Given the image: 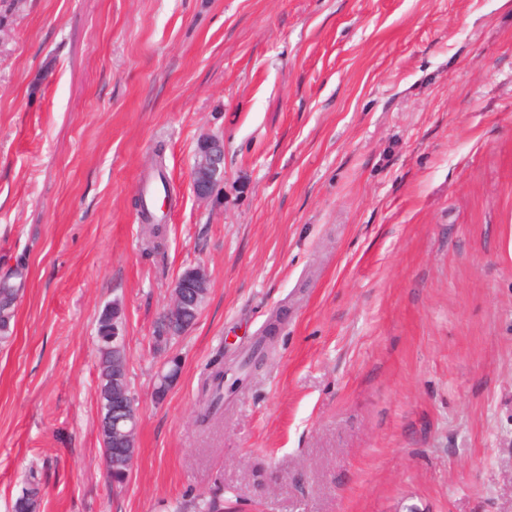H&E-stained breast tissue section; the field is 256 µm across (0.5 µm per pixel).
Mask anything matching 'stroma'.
<instances>
[{
	"instance_id": "1",
	"label": "stroma",
	"mask_w": 512,
	"mask_h": 512,
	"mask_svg": "<svg viewBox=\"0 0 512 512\" xmlns=\"http://www.w3.org/2000/svg\"><path fill=\"white\" fill-rule=\"evenodd\" d=\"M224 182L193 193L199 140ZM164 162L165 235L134 206ZM195 324L154 331L189 266ZM0 512H512V0H26L0 45ZM137 399L98 437L101 308ZM277 329L197 419L217 351ZM181 373L164 397L156 374ZM224 182V142L216 137L202 139L191 171L193 193L202 202L210 200ZM21 289L0 288V342L8 343L13 336H9L11 325L15 317L16 302ZM118 304L113 301L105 305L97 318V337L100 353L99 402L103 393L112 394V400H109L105 405V410L107 411L105 419L102 411L97 428L99 430L104 423L108 424L112 420L110 427H106L103 432L99 431L98 435L102 441L104 456L106 455L107 459L109 481L112 486L122 487L128 481L132 469L131 461L136 453L135 441H127L129 446L126 447H120L117 444L112 445V431L117 430L118 426L122 425L127 429L128 437L132 435L136 437L138 421L137 410H134L136 402L134 394L126 395L125 389L112 391V371L114 370L120 374L121 385L130 384L124 343H122L120 349L112 351V341L119 342V331L116 329L112 330V315L115 317L114 324L123 329L122 310H120L121 307L119 308L120 305Z\"/></svg>"
}]
</instances>
